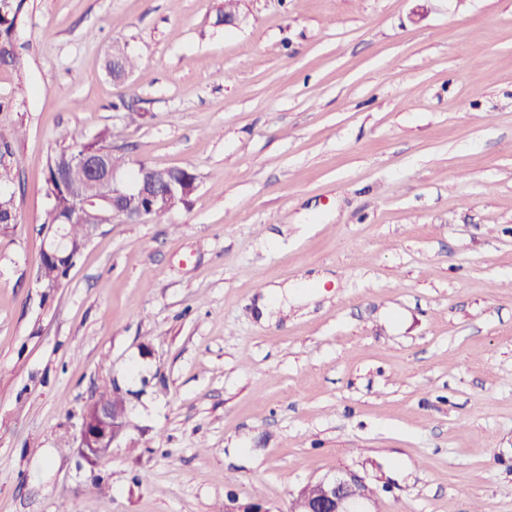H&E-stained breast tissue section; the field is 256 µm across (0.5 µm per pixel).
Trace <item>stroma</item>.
Listing matches in <instances>:
<instances>
[{"mask_svg": "<svg viewBox=\"0 0 512 512\" xmlns=\"http://www.w3.org/2000/svg\"><path fill=\"white\" fill-rule=\"evenodd\" d=\"M16 2L0 512H288L342 470L372 512H512V0H242L234 27L224 0ZM106 126L197 190L46 292L47 159ZM324 275L259 322L263 288ZM115 381L127 434L91 465ZM87 413L92 411L95 414L93 422L83 417L82 430L78 441V452L81 457L90 464L105 457L110 449L118 446L124 435L126 426V415H119L109 407V398L102 394L94 398L86 408Z\"/></svg>", "mask_w": 512, "mask_h": 512, "instance_id": "stroma-1", "label": "stroma"}]
</instances>
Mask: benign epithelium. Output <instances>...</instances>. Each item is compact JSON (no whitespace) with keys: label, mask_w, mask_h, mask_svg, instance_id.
<instances>
[{"label":"benign epithelium","mask_w":512,"mask_h":512,"mask_svg":"<svg viewBox=\"0 0 512 512\" xmlns=\"http://www.w3.org/2000/svg\"><path fill=\"white\" fill-rule=\"evenodd\" d=\"M63 181L73 190L74 210L80 214L88 209L112 207V218L137 224L149 219L155 207L173 210L185 203L186 198L173 189L165 193L148 195L147 167L136 164V169L124 170L110 166L108 156L99 150L78 154L69 158V166L61 174ZM105 179L112 184V194L98 200L88 194V187ZM63 228L45 241L46 253L55 258L67 256L63 248ZM87 410L95 414V420L83 418L78 441V452L90 464L105 457L110 449L121 443L125 435L126 416L110 413L109 398L102 394L94 398ZM365 479L353 471H345L332 477H323L308 484L301 491L305 499L304 512H370L366 504L373 495L361 496L358 488ZM224 512H269L259 502H241L230 499Z\"/></svg>","instance_id":"1"}]
</instances>
